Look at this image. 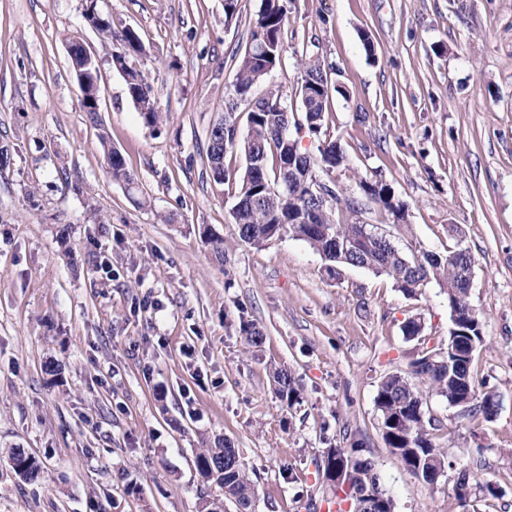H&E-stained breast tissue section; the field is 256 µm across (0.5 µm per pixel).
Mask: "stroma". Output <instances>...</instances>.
<instances>
[{
  "instance_id": "stroma-1",
  "label": "stroma",
  "mask_w": 512,
  "mask_h": 512,
  "mask_svg": "<svg viewBox=\"0 0 512 512\" xmlns=\"http://www.w3.org/2000/svg\"><path fill=\"white\" fill-rule=\"evenodd\" d=\"M86 4L0 0V145L11 149L0 167V512H202L220 490L195 454L222 438L254 473L256 512H320L324 451L356 440L394 512H463L453 486L464 472L504 492L476 512H512V0H291L282 62L253 89L279 86L297 111L296 55H319L337 88L324 132L346 154L323 181L356 196L360 178L381 177L407 221L370 203L363 223L408 256L460 245L474 259L484 339L473 371L500 405L475 420L427 397L450 461L431 486L387 447L374 398L387 374L447 350V290L407 296L386 275L329 268L289 235L247 246L230 216L235 184L210 176L208 133L260 0H239L230 25L224 0H98L114 33L141 37L132 64L162 114L155 127ZM75 38L100 64L95 124ZM110 146L133 187L112 180ZM411 319L420 335L404 334ZM246 321L260 348L242 338ZM275 367L300 404L276 396ZM15 448L40 464L38 479L13 472Z\"/></svg>"
}]
</instances>
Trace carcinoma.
I'll return each mask as SVG.
<instances>
[{"label":"carcinoma","instance_id":"carcinoma-1","mask_svg":"<svg viewBox=\"0 0 512 512\" xmlns=\"http://www.w3.org/2000/svg\"><path fill=\"white\" fill-rule=\"evenodd\" d=\"M287 15L288 0H261L259 10L250 20L244 51L234 53L235 80L233 89L225 94L229 107L209 133L207 160L216 163L210 168L213 181H233L238 185L231 217L238 225L240 240L261 248L288 234L307 242L330 263L366 268L388 276L399 290L410 296L434 281L448 288V307L462 315L465 330L476 343H481V319L469 303L465 278L467 268L473 265L468 249L457 246L445 256L427 253L408 257L395 243L381 240V234L356 220L358 198L336 191L324 202L307 189L319 172L326 173L345 162L343 148L337 141L326 139L318 148L319 156H311L301 147L299 139L289 135L281 137V129L290 122L284 111L282 91L272 86L260 96L251 94L252 89L264 82L282 62ZM85 18L101 39L112 40V22L98 13L96 3L86 6ZM141 52L143 45L137 32L124 30L119 47L112 51V69L124 73L128 94L137 112L146 125L155 127L160 123L161 113L151 86L143 71L129 66V57ZM298 67L296 94L304 124L295 126V130L304 129L308 135L319 138L332 97L331 66L319 56L304 51ZM240 102L252 105L247 113L248 132L242 139L236 134ZM234 151L244 157L245 165L240 171L225 165L226 155ZM286 162L294 164L297 174L306 179L295 180L292 190L283 195L275 192V188L284 179ZM108 166L113 180L125 184L134 182L121 152L110 151ZM359 189L363 194H370L372 203L395 221L405 219V205L386 181L364 178L359 181ZM340 208L348 214L343 222L336 220V210ZM241 333L247 345L253 348L264 342L262 331L252 323L243 324ZM473 356L474 350L465 347L458 351L455 362L449 364L438 358L431 365L426 363L424 354L411 363L409 372L390 374L378 386L375 405L383 438L403 467L424 483L428 482V473L445 472L448 452L432 439L430 423L424 419L423 390L444 397L451 406L469 402L474 418L481 416L489 420L495 416L498 395L479 390L472 372ZM272 379L282 401L290 407L300 403V391L287 370L273 371ZM195 467L204 481L224 490L225 498L244 507H255L257 484L233 442L223 439L214 448L199 449ZM469 485L471 496L476 499L500 497L498 486L484 476L470 479Z\"/></svg>","mask_w":512,"mask_h":512}]
</instances>
